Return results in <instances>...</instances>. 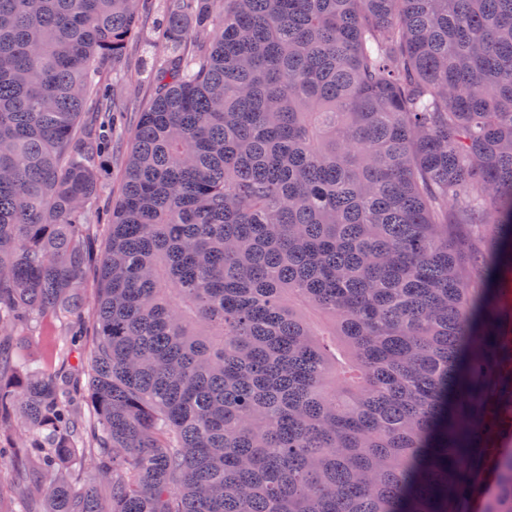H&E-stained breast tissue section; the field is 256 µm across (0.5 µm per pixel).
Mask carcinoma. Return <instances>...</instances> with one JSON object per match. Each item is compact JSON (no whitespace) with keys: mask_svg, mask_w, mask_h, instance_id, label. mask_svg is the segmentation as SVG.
Wrapping results in <instances>:
<instances>
[{"mask_svg":"<svg viewBox=\"0 0 512 512\" xmlns=\"http://www.w3.org/2000/svg\"><path fill=\"white\" fill-rule=\"evenodd\" d=\"M144 2L0 0V512H459L489 470L512 512V0H166L91 414L2 348L84 316L83 107ZM494 288H497L502 307L512 314V266L504 264L498 268Z\"/></svg>","mask_w":512,"mask_h":512,"instance_id":"1","label":"carcinoma"}]
</instances>
